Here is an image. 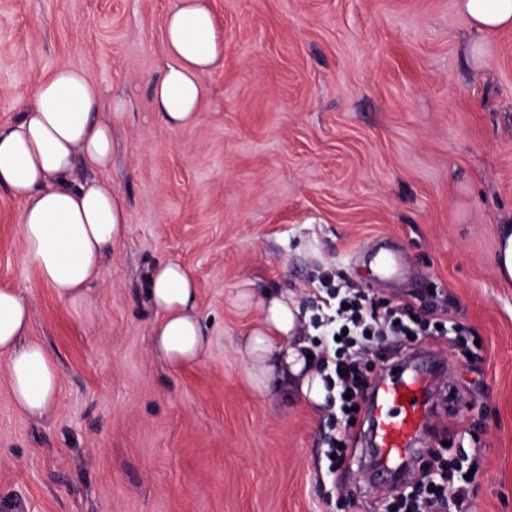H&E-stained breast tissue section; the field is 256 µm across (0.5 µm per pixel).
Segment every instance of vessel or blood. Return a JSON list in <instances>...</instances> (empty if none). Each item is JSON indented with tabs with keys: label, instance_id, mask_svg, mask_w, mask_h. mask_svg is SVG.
Here are the masks:
<instances>
[{
	"label": "vessel or blood",
	"instance_id": "b4317fda",
	"mask_svg": "<svg viewBox=\"0 0 512 512\" xmlns=\"http://www.w3.org/2000/svg\"><path fill=\"white\" fill-rule=\"evenodd\" d=\"M430 384L409 366L395 367L377 387L369 407L374 472L380 481L399 478L418 450L415 440L429 412Z\"/></svg>",
	"mask_w": 512,
	"mask_h": 512
}]
</instances>
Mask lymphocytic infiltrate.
I'll return each mask as SVG.
<instances>
[{"label":"lymphocytic infiltrate","instance_id":"lymphocytic-infiltrate-1","mask_svg":"<svg viewBox=\"0 0 512 512\" xmlns=\"http://www.w3.org/2000/svg\"><path fill=\"white\" fill-rule=\"evenodd\" d=\"M325 293L316 326L326 344L317 351L316 366L328 391L326 405L341 416L327 443L332 455L327 470L333 474L348 463L350 421L372 386L361 368L363 358L390 360L393 348L415 335L416 321L413 303H381L353 283L326 288ZM416 468L414 486L399 488L395 496V512H446L451 504L457 512H467L469 490L440 450L427 449L419 455Z\"/></svg>","mask_w":512,"mask_h":512}]
</instances>
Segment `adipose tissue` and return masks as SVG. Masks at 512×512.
<instances>
[{"label":"adipose tissue","instance_id":"obj_1","mask_svg":"<svg viewBox=\"0 0 512 512\" xmlns=\"http://www.w3.org/2000/svg\"><path fill=\"white\" fill-rule=\"evenodd\" d=\"M457 6L477 33L512 29V0H457ZM164 46L167 63L152 89L154 108L168 126L180 128L208 107L205 78L224 57L211 0H175L164 18ZM127 107L119 96L104 101L83 70L64 63L34 87L17 120L0 127V186L23 203L24 257L85 321L92 318L91 288L126 238L128 210L120 193L81 179L78 168L111 165L112 131L125 122ZM145 289L156 314L152 355L173 370L199 361L209 339L195 278L181 264L162 262L149 270ZM227 301L259 310L237 348L254 388L264 392L285 383L322 407L327 391L307 358L295 294L270 290L260 297L245 282ZM32 320L29 303L1 288L0 363L10 398L29 417L47 419L57 409L61 374L52 355L31 339ZM280 339L287 348H276Z\"/></svg>","mask_w":512,"mask_h":512}]
</instances>
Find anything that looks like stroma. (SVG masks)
I'll return each mask as SVG.
<instances>
[{
  "mask_svg": "<svg viewBox=\"0 0 512 512\" xmlns=\"http://www.w3.org/2000/svg\"><path fill=\"white\" fill-rule=\"evenodd\" d=\"M211 2L224 62L208 107L172 128L151 84L175 0H0L1 126L62 63L129 102L95 175L126 198L129 228L93 321L40 283L23 204L0 187V288L28 299L62 373L38 421L0 365V512H384L363 436L328 473L325 410L257 392L237 354L258 315L226 302L242 280L295 291L311 316L331 271L470 328L461 346L416 342L448 394L420 443L475 470L470 512H512V282L493 264L512 224V31L477 34L457 0ZM381 258L398 274L377 276ZM165 261L194 276L211 341L178 370L149 349L145 281Z\"/></svg>",
  "mask_w": 512,
  "mask_h": 512,
  "instance_id": "35a3bbf8",
  "label": "stroma"
}]
</instances>
